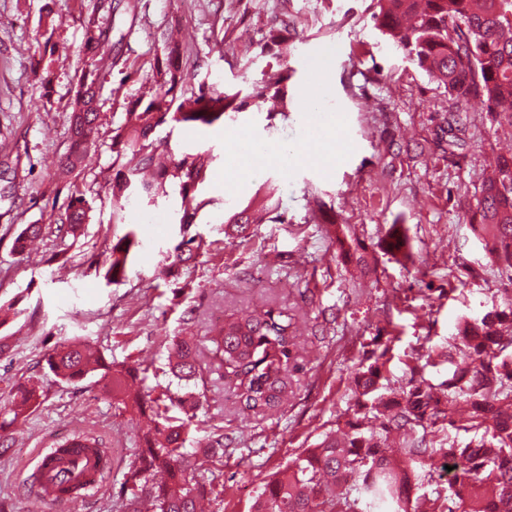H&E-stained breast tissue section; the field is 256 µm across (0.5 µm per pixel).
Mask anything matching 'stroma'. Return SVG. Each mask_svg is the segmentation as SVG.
<instances>
[{
    "instance_id": "1",
    "label": "stroma",
    "mask_w": 512,
    "mask_h": 512,
    "mask_svg": "<svg viewBox=\"0 0 512 512\" xmlns=\"http://www.w3.org/2000/svg\"><path fill=\"white\" fill-rule=\"evenodd\" d=\"M141 0L138 23L116 16L112 38L138 73L123 80L106 72L100 90L102 121L89 149L80 186L93 210L84 236L69 249L67 266L46 236L39 250L20 255L13 240L27 224H48L68 202L69 185L57 169L71 145L68 112L77 76L87 0H0V406L17 387L39 382L45 397L18 423L0 430V512H127L120 487L149 414L121 415L94 379L63 383L49 373L47 354L79 338L113 361L147 369L149 385H167V346L176 336L207 335L234 309L287 308L296 318V372L286 396L268 416L243 415L221 370L203 363L207 399L195 439L186 448L205 461L196 438H224V457L209 464L213 488L205 512H251L263 484L323 434L343 427L352 404L350 380L372 338L387 345L390 383L410 379L406 366L420 337L432 347L452 343L456 325L503 309L512 280L488 258L485 240L466 218L498 154L512 151V128L492 122L480 107L468 110L451 133L448 91L404 59L377 29L374 0H288L292 75L287 117L248 105L224 123L174 128L171 140L205 153L204 185L212 203L199 232L214 241L191 273L159 274L161 251L176 242L175 199L144 205L139 231L145 249L128 279L105 285L94 270L120 225L112 221L107 185L112 174V129L128 100L152 85L149 61L157 27L173 26L204 58L198 80L220 87L261 78L268 58L251 53L274 23L279 0ZM52 15V41L65 51L48 80L40 19ZM319 83L337 109L334 135L319 136L304 92ZM248 141L284 154L275 162L228 141ZM251 174L239 179L238 166ZM234 180L224 191L221 179ZM265 189L284 224H256L237 236L229 224L258 189ZM346 225L375 258L357 274L342 263L325 233L329 221ZM399 225L405 256L381 248L389 225ZM97 436L112 455V469L80 503L51 509L30 480L36 457L65 437Z\"/></svg>"
}]
</instances>
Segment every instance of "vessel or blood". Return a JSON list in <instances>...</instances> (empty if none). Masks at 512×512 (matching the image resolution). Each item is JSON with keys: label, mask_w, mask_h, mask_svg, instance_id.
Masks as SVG:
<instances>
[{"label": "vessel or blood", "mask_w": 512, "mask_h": 512, "mask_svg": "<svg viewBox=\"0 0 512 512\" xmlns=\"http://www.w3.org/2000/svg\"><path fill=\"white\" fill-rule=\"evenodd\" d=\"M103 449L84 435L76 434L64 444L42 454L34 471V486L47 504L58 499H81L84 491L98 486L108 467Z\"/></svg>", "instance_id": "1"}]
</instances>
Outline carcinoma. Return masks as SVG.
<instances>
[{
	"instance_id": "carcinoma-1",
	"label": "carcinoma",
	"mask_w": 512,
	"mask_h": 512,
	"mask_svg": "<svg viewBox=\"0 0 512 512\" xmlns=\"http://www.w3.org/2000/svg\"><path fill=\"white\" fill-rule=\"evenodd\" d=\"M377 29L401 49L405 57L448 89L453 104L464 109L475 102L496 122L512 125V0H377ZM137 20L138 5L128 0H90L83 20L81 51L88 67L77 76L70 101L69 130L75 149L65 158L69 172L79 176L88 147L94 143L101 117L100 64L109 67L120 58L107 51L110 26L118 9ZM150 62L155 90L131 99L123 122L113 129L112 220L124 226L115 236L109 255L95 267L106 284H119L143 249L125 209L136 198L180 200L175 224L178 242L160 265L165 275L191 269L210 247L195 230L200 213L212 200L201 195L207 167L200 153L183 151L157 137L164 125L210 127L228 112L267 99L281 104L288 118V16H283L262 40L253 45L259 55L280 60L277 68L243 89L220 90L205 82H189L188 49L161 32ZM92 206L73 184L66 208L54 220L60 241L78 238L91 221ZM473 230L492 240L496 263L512 270V155L502 156L495 175L483 183L471 216ZM343 257L362 270L369 268L365 247L348 242L346 227L332 225ZM43 236L40 224H28L15 239L22 254L27 244ZM294 321L288 312L268 307L260 314L246 309L224 315L201 341L194 336L172 340L167 367L177 391L152 396L137 370L108 361L92 345L64 341L47 358L49 370L65 383L99 376L104 392L122 412L151 410L153 428L129 461L124 489L125 506L146 498L151 512H201L206 479L191 468L184 446L194 410L205 397L200 363L206 353L234 384L241 408L267 412L278 406L295 346ZM454 348L464 362L439 382L426 374L432 357L453 361L451 353L428 352L422 365L409 367L405 387L393 389L387 379L388 348L363 351L352 380V414L345 420L344 437L327 434L314 448H306L267 481L252 512H458L467 499L471 512H512V299L501 310L480 319L465 320L457 328ZM44 391L31 381L18 387L10 407L0 415L18 419L41 403ZM470 408L464 420L455 406ZM453 428L469 434L459 445L448 439ZM460 461L461 472L445 491L433 487L434 473L444 464ZM158 473L165 480L155 481Z\"/></svg>"
}]
</instances>
